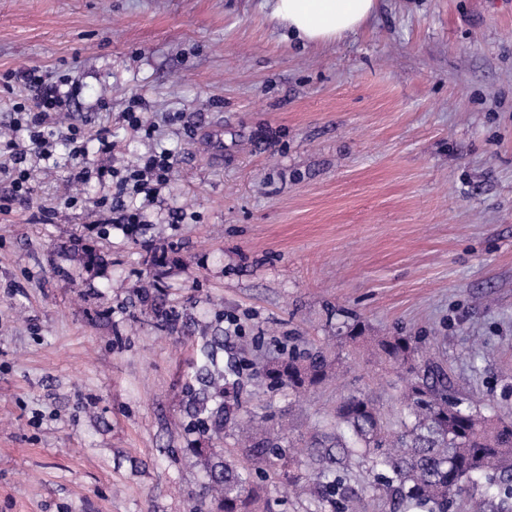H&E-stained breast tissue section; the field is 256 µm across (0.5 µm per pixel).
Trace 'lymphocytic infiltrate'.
Returning a JSON list of instances; mask_svg holds the SVG:
<instances>
[{
	"instance_id": "lymphocytic-infiltrate-1",
	"label": "lymphocytic infiltrate",
	"mask_w": 512,
	"mask_h": 512,
	"mask_svg": "<svg viewBox=\"0 0 512 512\" xmlns=\"http://www.w3.org/2000/svg\"><path fill=\"white\" fill-rule=\"evenodd\" d=\"M23 85V101L12 106L14 129L26 131L27 142L0 140V180L9 184L0 196V214L12 213L15 204L29 202L34 194L31 171L37 162L54 157L57 141L69 146L65 167L72 183L97 180L106 192L95 203L112 224H139L144 214L136 199L153 202L166 186L174 167L169 151H153L135 164L117 170L112 166V142L104 133H92L74 124L61 125L60 116L69 111L80 93L68 78L53 76L36 68L7 70L0 73V84Z\"/></svg>"
}]
</instances>
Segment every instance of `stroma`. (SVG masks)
<instances>
[{
	"label": "stroma",
	"mask_w": 512,
	"mask_h": 512,
	"mask_svg": "<svg viewBox=\"0 0 512 512\" xmlns=\"http://www.w3.org/2000/svg\"><path fill=\"white\" fill-rule=\"evenodd\" d=\"M33 66L78 81L69 120L110 136L114 168L165 147L175 169L133 233L93 229L104 190L63 167L0 218V512H191L206 334L231 456L248 416L289 449L333 432L347 394L398 418L407 376L356 326L415 338L512 420V0H377L307 46L266 0H0V71ZM136 97L152 138L123 120ZM316 351L340 363L304 394L258 374ZM347 472L344 512H389ZM253 480L272 512H312L282 469Z\"/></svg>",
	"instance_id": "obj_1"
}]
</instances>
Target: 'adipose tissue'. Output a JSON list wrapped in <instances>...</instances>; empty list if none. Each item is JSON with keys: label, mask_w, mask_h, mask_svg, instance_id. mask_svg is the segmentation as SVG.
<instances>
[{"label": "adipose tissue", "mask_w": 512, "mask_h": 512, "mask_svg": "<svg viewBox=\"0 0 512 512\" xmlns=\"http://www.w3.org/2000/svg\"><path fill=\"white\" fill-rule=\"evenodd\" d=\"M376 0H272L271 18L305 44L333 42L355 32Z\"/></svg>", "instance_id": "obj_1"}]
</instances>
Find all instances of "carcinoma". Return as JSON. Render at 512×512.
<instances>
[{
    "instance_id": "obj_1",
    "label": "carcinoma",
    "mask_w": 512,
    "mask_h": 512,
    "mask_svg": "<svg viewBox=\"0 0 512 512\" xmlns=\"http://www.w3.org/2000/svg\"><path fill=\"white\" fill-rule=\"evenodd\" d=\"M222 347L215 336L202 349L196 370L198 388L187 430L211 436L224 425L226 377L217 362ZM381 355L414 372L417 352L408 336H392L377 344ZM334 363L323 354L302 363L296 357L266 366L264 377L275 387L298 393L323 382ZM423 375L416 376L402 398L404 416L397 422L384 419L369 398L349 395L336 413V434L318 444L322 451L305 462L309 476L294 479L295 492L316 505L334 506L352 499L347 478L332 469L352 455L371 463L377 473L374 489L390 504L391 512H448L470 482L484 480L498 489L501 504L512 498V422L492 418L468 405L453 390L446 369L425 359ZM243 453L252 464L265 466L272 459L288 469L293 459L286 450L258 435L253 421L239 428ZM193 465L208 479L209 502L192 512H251L257 486L245 469L224 458V449L213 445L188 449Z\"/></svg>"
}]
</instances>
